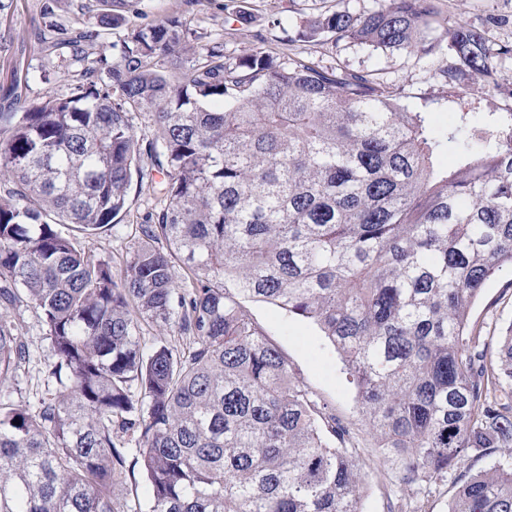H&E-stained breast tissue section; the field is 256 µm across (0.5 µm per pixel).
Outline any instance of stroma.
I'll return each instance as SVG.
<instances>
[{"instance_id":"stroma-1","label":"stroma","mask_w":512,"mask_h":512,"mask_svg":"<svg viewBox=\"0 0 512 512\" xmlns=\"http://www.w3.org/2000/svg\"><path fill=\"white\" fill-rule=\"evenodd\" d=\"M87 3L68 0L60 7L55 0H15L14 12L0 20V92L18 89L31 103L50 94L68 93L72 71L61 66L51 43L71 38L83 28ZM383 4L384 0H138L127 18L146 24L180 13L190 19L199 43L223 37L224 50L231 56L264 51L283 60L305 58L324 68L371 74L377 81L403 88L401 103L408 110L430 112L439 126H447L450 113L460 107L450 94L451 87L468 88L476 83V76L460 74L450 86L433 68L405 51L376 49L349 40L308 43L296 38L307 20L331 6L362 14ZM434 4L440 18L465 16L485 31L491 44L512 42V0H434ZM19 57L24 58L25 68L17 78L13 69ZM161 206L158 195L132 181L118 224L98 237L73 234V243L79 250L110 259L113 272H121L147 215ZM245 308L286 355L294 381L327 405L352 432L358 446L357 468L364 480L363 512H390L400 500L421 506L425 512H447L461 473L512 467V447L492 448L484 455L465 458L443 482L420 491L403 489L396 481L395 467L379 454L368 424L357 411L356 391L338 352L317 326L265 303L249 301ZM7 312L18 328L28 360L14 378L0 383V394H11L14 401L34 409L56 387L50 374L54 353L32 304L20 303ZM469 324L489 339L501 336L512 325L511 268L486 283L470 311Z\"/></svg>"}]
</instances>
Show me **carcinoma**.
Listing matches in <instances>:
<instances>
[{"label": "carcinoma", "instance_id": "carcinoma-1", "mask_svg": "<svg viewBox=\"0 0 512 512\" xmlns=\"http://www.w3.org/2000/svg\"><path fill=\"white\" fill-rule=\"evenodd\" d=\"M96 2L98 26L123 28L118 58L94 56L97 29L57 42L80 65L69 93L0 110V303L34 304L57 384L35 411L0 397V512H127L116 428L139 445L148 512H362L350 431L245 301L317 325L402 485L511 446L512 326L492 346L468 316L512 268V126L479 111L512 45L440 22L434 0L335 9L298 33L426 57L450 85L475 75L443 131L367 74L230 56L221 37L189 47L178 14L130 24L129 0ZM132 113L156 129L146 145ZM144 152L165 205L117 279L59 226L108 231ZM145 323L183 347L145 352ZM25 360L0 313V383ZM448 512H512V468L466 476Z\"/></svg>", "mask_w": 512, "mask_h": 512}]
</instances>
